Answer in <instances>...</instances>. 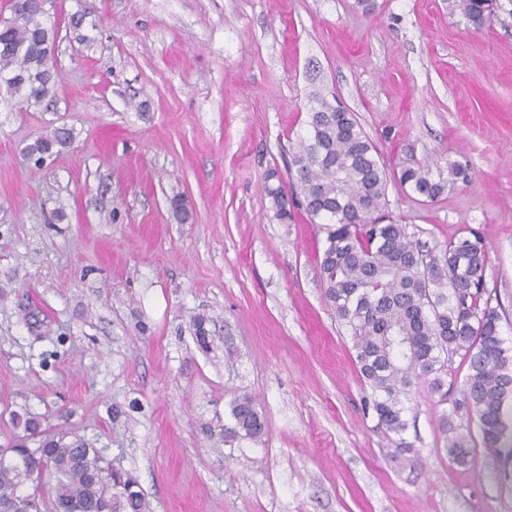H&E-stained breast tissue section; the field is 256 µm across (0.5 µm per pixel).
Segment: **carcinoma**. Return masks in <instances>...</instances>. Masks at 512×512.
Listing matches in <instances>:
<instances>
[{"label": "carcinoma", "instance_id": "carcinoma-1", "mask_svg": "<svg viewBox=\"0 0 512 512\" xmlns=\"http://www.w3.org/2000/svg\"><path fill=\"white\" fill-rule=\"evenodd\" d=\"M475 30L497 21L496 0H455ZM58 20L30 18L0 25V81L21 85L20 103L41 106L55 96L58 75L41 67L54 49ZM306 136L292 154L299 203L313 224L324 225L320 261L326 300L345 328L359 373L370 389L376 427L398 438L419 385L448 401L444 391L453 356L468 364L462 399L443 416L446 449L466 465L469 436L452 416L475 421L486 448L501 450L505 404L512 400V347L502 337L501 316L487 289L488 256L481 235L450 242L438 253L424 249L405 224L385 212L388 185H400L424 203L471 179L468 165L448 162L388 168L353 113L312 97ZM72 132L60 128L28 145L35 163L58 155ZM287 184L275 168L264 176L273 217L294 220ZM234 436L257 439L265 420L248 395L231 403ZM33 489H28L30 483ZM150 512L137 482L114 468L81 439L48 436L36 448L21 440L0 446V512Z\"/></svg>", "mask_w": 512, "mask_h": 512}]
</instances>
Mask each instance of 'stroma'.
<instances>
[{
	"mask_svg": "<svg viewBox=\"0 0 512 512\" xmlns=\"http://www.w3.org/2000/svg\"><path fill=\"white\" fill-rule=\"evenodd\" d=\"M452 3L57 0L83 22L60 28L53 102L0 84V445L36 418L130 473L151 512H512V465L477 437L467 467L446 453L462 356L448 402L418 388L406 447L376 429L325 300L326 233L279 223L262 189L315 92L388 164H468L433 203L390 184L388 211L435 251L481 234L512 343V0L482 31ZM56 127L70 147L34 165ZM244 394L255 441L228 434Z\"/></svg>",
	"mask_w": 512,
	"mask_h": 512,
	"instance_id": "obj_1",
	"label": "stroma"
}]
</instances>
